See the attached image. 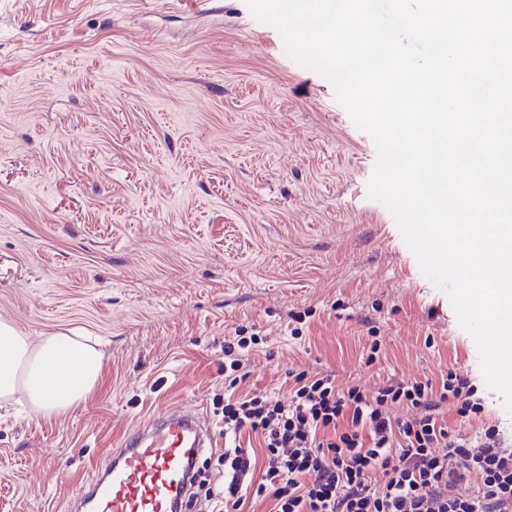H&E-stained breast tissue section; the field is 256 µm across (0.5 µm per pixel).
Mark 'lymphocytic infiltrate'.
I'll list each match as a JSON object with an SVG mask.
<instances>
[{"mask_svg":"<svg viewBox=\"0 0 512 512\" xmlns=\"http://www.w3.org/2000/svg\"><path fill=\"white\" fill-rule=\"evenodd\" d=\"M258 334L224 343L225 512L248 498L270 512H512V435L484 420L470 377L448 371L436 382L388 379L374 393L333 375L294 377L289 402L267 392L235 395L247 375L242 350ZM411 407L393 416V405ZM480 420L475 435L451 433L444 407ZM254 435L263 448L242 445ZM476 484L470 495L456 492Z\"/></svg>","mask_w":512,"mask_h":512,"instance_id":"1","label":"lymphocytic infiltrate"}]
</instances>
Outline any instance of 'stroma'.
Returning <instances> with one entry per match:
<instances>
[{
  "label": "stroma",
  "mask_w": 512,
  "mask_h": 512,
  "mask_svg": "<svg viewBox=\"0 0 512 512\" xmlns=\"http://www.w3.org/2000/svg\"><path fill=\"white\" fill-rule=\"evenodd\" d=\"M376 160L246 0H0V320L105 342L66 414L0 400V512H70L125 430L170 404L223 443L241 326L266 339L248 386L280 400L301 371L371 392L452 368L512 430L449 296L369 198Z\"/></svg>",
  "instance_id": "obj_1"
}]
</instances>
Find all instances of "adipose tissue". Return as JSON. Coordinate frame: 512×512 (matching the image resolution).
I'll return each instance as SVG.
<instances>
[{
	"mask_svg": "<svg viewBox=\"0 0 512 512\" xmlns=\"http://www.w3.org/2000/svg\"><path fill=\"white\" fill-rule=\"evenodd\" d=\"M99 339L79 332L31 339L0 322V399L24 395L30 408L59 416L83 402L101 374Z\"/></svg>",
	"mask_w": 512,
	"mask_h": 512,
	"instance_id": "1",
	"label": "adipose tissue"
}]
</instances>
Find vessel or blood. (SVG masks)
<instances>
[{"mask_svg": "<svg viewBox=\"0 0 512 512\" xmlns=\"http://www.w3.org/2000/svg\"><path fill=\"white\" fill-rule=\"evenodd\" d=\"M203 416L185 405L132 426L82 492L85 512H188L197 459L215 450Z\"/></svg>", "mask_w": 512, "mask_h": 512, "instance_id": "vessel-or-blood-1", "label": "vessel or blood"}]
</instances>
